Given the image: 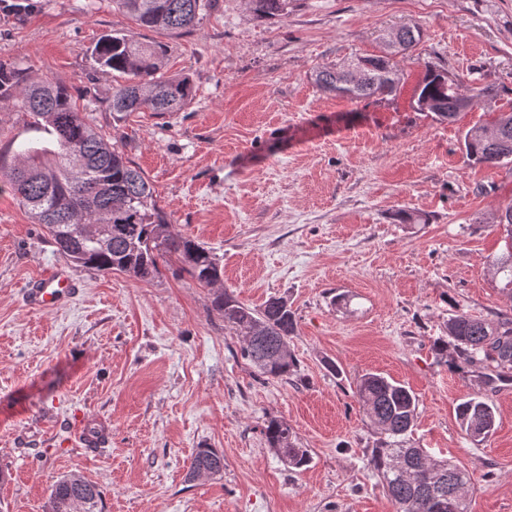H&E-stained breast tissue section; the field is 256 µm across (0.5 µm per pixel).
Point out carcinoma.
<instances>
[{
    "label": "carcinoma",
    "instance_id": "1",
    "mask_svg": "<svg viewBox=\"0 0 512 512\" xmlns=\"http://www.w3.org/2000/svg\"><path fill=\"white\" fill-rule=\"evenodd\" d=\"M117 9L143 28L169 32L186 30L199 20L205 0H113ZM261 18L284 19L293 0H248ZM167 47L142 42L114 32L103 36L92 55L100 69L116 73L124 83L112 88L109 108L114 112H175L192 99L189 77L162 72ZM362 67L358 77L346 80V66H325L314 74L323 90L351 100L391 95L400 79L385 54L354 59ZM497 95L490 86H474L461 92L457 79L448 71L426 66L414 90L418 111L433 100L439 111L434 117L450 123L480 98ZM0 104L18 107L31 118L42 140L27 141L7 160L0 153V191L9 190L35 223L44 225L57 251L73 264L96 272L119 271L137 281L160 274V263L177 257L181 269L199 284L212 287L222 276L216 255L195 239L179 234L158 207L153 189L143 173L91 126L77 106L69 88L48 80H36L17 63L0 60ZM495 139L486 137L488 127L465 130L462 142L467 156L476 164L495 167L512 163V112H499L491 124ZM505 219L496 227L504 242L493 259L496 286L512 298V203L503 209ZM73 224L123 227V232L99 245L74 233ZM213 310L224 318V327L242 330L254 340L246 342L242 356L266 379L286 380L297 371L298 360L290 349L296 320L288 300L271 297L261 307L250 308L233 294L216 290ZM435 350L448 367L480 374L488 386L512 382V317L495 322L456 312L448 317L444 335L434 341ZM355 393L371 426L380 434L370 450L373 468L397 512H437L435 497L453 491L460 512L472 484L469 472L446 459L433 456L411 439L419 400L405 385L379 373L367 372L356 382ZM461 429L479 445L495 430L494 405L476 393L457 405ZM270 447L290 469L311 462L308 449L301 448L288 424L271 419L264 428ZM216 476L224 471V455L214 448H199L188 478L200 468ZM69 482L61 477L52 485L42 512H74L71 503L81 502L79 512H104L103 491L79 475Z\"/></svg>",
    "mask_w": 512,
    "mask_h": 512
}]
</instances>
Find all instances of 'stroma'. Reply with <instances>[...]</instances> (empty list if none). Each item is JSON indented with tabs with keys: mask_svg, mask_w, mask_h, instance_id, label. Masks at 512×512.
I'll return each instance as SVG.
<instances>
[{
	"mask_svg": "<svg viewBox=\"0 0 512 512\" xmlns=\"http://www.w3.org/2000/svg\"><path fill=\"white\" fill-rule=\"evenodd\" d=\"M32 3L19 16L0 5V60L71 88L175 231L220 259L221 288L255 308L287 298L298 367L261 377L176 260L148 282L64 263L0 192V512H42L70 473L100 486L105 512H395L353 395L367 372L416 394V443L474 477L467 512H512V389L488 392L496 430L474 445L455 408L483 385L433 349L455 312L512 316L492 269L512 164H475L461 146L465 129L512 109V0H296L283 21L211 0L179 33L139 27L112 0ZM412 25L423 39L395 57V94L351 101L315 85L317 69L379 53ZM118 31L166 44L164 71L190 77L191 103L112 112L114 80L91 49ZM430 65L497 95L437 121L413 102ZM403 211L419 223H401ZM59 264L72 300L30 310L27 282ZM80 417L110 422L109 443L77 447ZM273 418L309 449L307 467L288 470L270 448ZM199 448L223 453L222 475L188 479Z\"/></svg>",
	"mask_w": 512,
	"mask_h": 512,
	"instance_id": "obj_1",
	"label": "stroma"
}]
</instances>
